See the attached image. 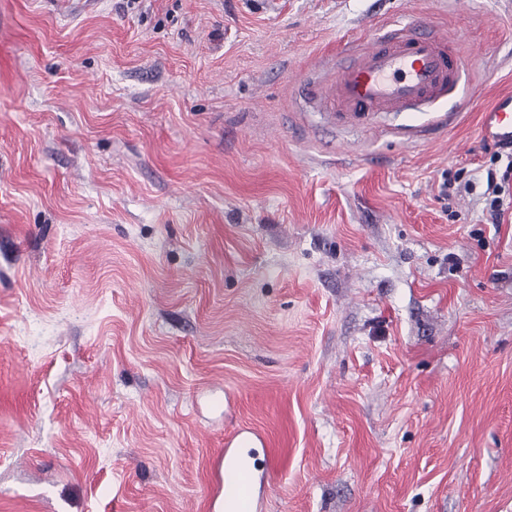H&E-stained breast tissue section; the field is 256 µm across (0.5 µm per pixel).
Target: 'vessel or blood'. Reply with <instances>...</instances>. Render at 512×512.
Here are the masks:
<instances>
[{
    "mask_svg": "<svg viewBox=\"0 0 512 512\" xmlns=\"http://www.w3.org/2000/svg\"><path fill=\"white\" fill-rule=\"evenodd\" d=\"M463 66L462 57L448 47L447 32H416L409 18L399 29L375 37L357 62L338 71L330 88L316 87L312 93L364 120L376 112H400L431 102L451 89ZM480 134L512 147V95L499 97L482 112ZM265 449L264 437L249 427L225 443L213 462L222 480L221 497L211 503L216 512H264L268 473L260 454Z\"/></svg>",
    "mask_w": 512,
    "mask_h": 512,
    "instance_id": "b4317fda",
    "label": "vessel or blood"
}]
</instances>
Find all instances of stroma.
<instances>
[{"mask_svg": "<svg viewBox=\"0 0 512 512\" xmlns=\"http://www.w3.org/2000/svg\"><path fill=\"white\" fill-rule=\"evenodd\" d=\"M403 15L456 97L306 96ZM511 91L512 0H0V512H209L246 426L265 512H512ZM480 134L482 137L497 142L494 145L486 175L487 213L486 224H503L505 214L510 209L512 216V95L499 97L494 105L481 114ZM505 155L504 167H497L503 160V153L498 149H509Z\"/></svg>", "mask_w": 512, "mask_h": 512, "instance_id": "35a3bbf8", "label": "stroma"}]
</instances>
